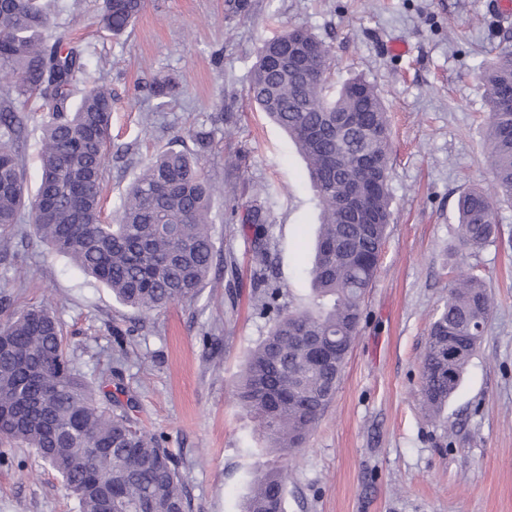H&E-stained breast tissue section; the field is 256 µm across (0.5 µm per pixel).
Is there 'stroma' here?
<instances>
[{
  "label": "stroma",
  "instance_id": "35a3bbf8",
  "mask_svg": "<svg viewBox=\"0 0 512 512\" xmlns=\"http://www.w3.org/2000/svg\"><path fill=\"white\" fill-rule=\"evenodd\" d=\"M102 0H48L52 32H67L87 79L112 91L102 218L156 150L212 134L200 166L214 185L209 222L223 256L198 298L140 315L52 253L20 223L0 237V322L51 305L77 366L123 385L132 414L180 463L190 512H241L250 471L287 466L286 512H512V205L480 252L465 249L456 211L471 188L492 187L482 129L488 118L475 69L512 37L496 0H146L120 38L102 32ZM303 27L333 50L331 86L355 75L378 87L391 136V223L361 331L336 395L303 448L274 451L234 396L249 350L271 323L250 286L259 204L270 215L273 275L292 307L307 305L319 209L305 162L287 133L250 100L257 53ZM408 50L397 55L395 42ZM176 77L182 92L157 109L146 87ZM473 273L494 298L482 342L441 422L421 407V360L448 284ZM131 358L108 377L113 329ZM0 463V512H77L76 500L29 448Z\"/></svg>",
  "mask_w": 512,
  "mask_h": 512
}]
</instances>
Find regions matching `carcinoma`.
<instances>
[{"mask_svg": "<svg viewBox=\"0 0 512 512\" xmlns=\"http://www.w3.org/2000/svg\"><path fill=\"white\" fill-rule=\"evenodd\" d=\"M144 0H102L100 25L124 34ZM41 0H0V232L27 218L58 255L141 314L194 301L217 258L208 213L214 187L187 151L161 149L121 197L112 223L101 218V180L112 125V92L77 88L83 53L65 34L48 35ZM331 47L290 28L264 42L249 86L252 100L288 133L306 164L320 224L305 269L312 304L285 310L269 273V215L252 207L253 288L261 312L276 316L252 349L236 398L283 456L303 447L333 401L362 320L391 220L389 124L376 86L362 76L327 94ZM489 107L483 129L496 195L463 193L457 204L463 245L481 249L498 229V199L512 200V42L478 67ZM179 86L153 83L150 96ZM42 122L41 179L26 196L19 150L30 100ZM493 306L481 277L453 282L433 319L421 364V394L438 418L458 389ZM323 337L329 355L308 361L307 342ZM0 444L31 448L77 500L79 512H189L178 463L138 428L120 400H102L73 363L54 313L36 306L0 323ZM286 468L262 464L250 475L242 512H286Z\"/></svg>", "mask_w": 512, "mask_h": 512, "instance_id": "cac0c4a2", "label": "carcinoma"}]
</instances>
